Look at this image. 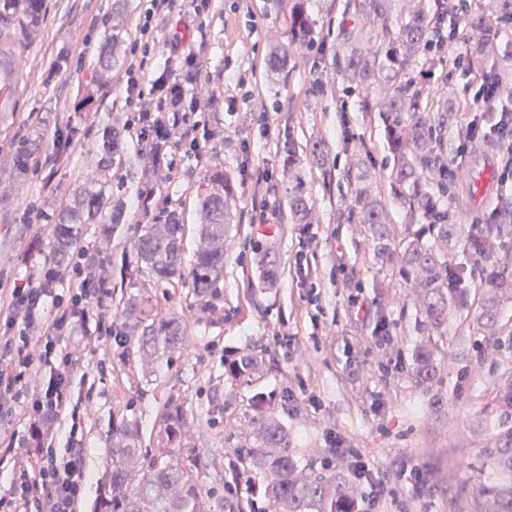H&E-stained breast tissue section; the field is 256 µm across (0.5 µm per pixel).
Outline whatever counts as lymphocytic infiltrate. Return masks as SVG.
<instances>
[{
  "label": "lymphocytic infiltrate",
  "instance_id": "f902f5d3",
  "mask_svg": "<svg viewBox=\"0 0 512 512\" xmlns=\"http://www.w3.org/2000/svg\"><path fill=\"white\" fill-rule=\"evenodd\" d=\"M144 21L137 31V40L144 53L157 43L160 21L180 14L195 12L208 7L209 0H147ZM201 80V70L196 58L186 53L179 43H172L164 60V68L157 78H150L143 56H131L127 65V80L123 90L127 99L136 106L132 120L137 141L149 156L170 151L172 146L189 144L199 148V132L204 125L197 116L212 111L220 99L221 90L207 94L195 93L194 87ZM488 73H480L473 98L465 100L460 109L467 118L456 131L455 157L441 165L442 173L455 175L458 160L464 157L472 144L495 138L498 146L496 162L500 180L512 184V109L496 112L493 124H486L479 104L496 102L500 91L491 89ZM189 108L195 119L182 124L172 115ZM104 281H96L94 287L63 301L50 289L25 283L11 291V300L4 314L0 315V362L9 363L14 374H0V402L19 395L22 384L36 366L50 368L48 380L32 401L31 406L38 418H52L67 405V385L71 362L61 356L59 340L62 334L81 325L87 316L88 301L102 295ZM53 306L51 321H44L46 306ZM39 329L42 335L37 352H30L27 332ZM34 466L20 465L14 468L13 495L6 500V512H76V505L86 483L83 461L75 449L57 450L45 444L42 436H35Z\"/></svg>",
  "mask_w": 512,
  "mask_h": 512
}]
</instances>
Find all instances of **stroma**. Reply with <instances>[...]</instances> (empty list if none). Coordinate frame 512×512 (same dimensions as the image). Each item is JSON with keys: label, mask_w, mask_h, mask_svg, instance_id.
<instances>
[{"label": "stroma", "mask_w": 512, "mask_h": 512, "mask_svg": "<svg viewBox=\"0 0 512 512\" xmlns=\"http://www.w3.org/2000/svg\"><path fill=\"white\" fill-rule=\"evenodd\" d=\"M354 3L307 0L314 46L298 50L279 76L267 75L265 58L271 47L291 37L288 0H214L211 9L159 22L160 43L180 38L224 88L206 115L211 137L199 154L176 151L167 178L148 164L129 165V157L142 152L131 136L124 139L125 161L103 170L97 166L103 129L123 128L131 111L123 69L103 78L96 64L112 22V0H44L42 27L25 40L20 110L0 118V289L31 279L51 282L65 297L75 292L78 279L70 264L51 262L50 244L59 210L91 181L122 189L126 223L120 237L108 242L97 225H85L73 262L98 255L121 263L141 225L163 207L181 213L184 248L193 253L196 205L214 169L234 188L229 206L236 222L225 244L224 280L212 292L196 293L187 280H160L148 273L133 277L131 291L143 300V318L182 322L184 339L177 351L140 356L135 335L125 331L121 291L111 288L91 303L76 336L60 343L72 372L68 405L58 419L39 424L31 410L32 398L49 377L46 366L29 374L23 397L0 408V499L11 497L13 466L34 461L33 429L63 448L75 423L88 475L77 510L94 512L113 421L137 420L142 447L152 448L171 403L184 411L187 441L214 461L201 476L204 486L222 485L224 458L248 434L245 414L252 395L261 392L304 461L338 465L330 452L336 439L379 470L386 494L378 512H477L479 450L486 440L474 423L489 382L512 371V341L480 335L459 344L469 328L453 319V335L441 343L435 381L423 386L414 376L411 350L419 336L409 290L374 268L360 225L347 218L346 172L363 166L384 195L391 222L404 221L390 194L391 161L377 112L387 86L349 91L340 105L322 91L336 76L345 32L357 30L372 45L382 37L380 25L364 19ZM62 52L69 57L67 72L47 78L46 67ZM422 69L416 62L407 69L422 93L459 100L476 90L475 72L438 62L426 79ZM98 78L102 91L84 103L82 86ZM260 106L273 126L290 122L300 163H307L314 141L324 145V166L307 171L313 210L306 225L288 220L283 190L288 173L256 118ZM21 145L35 162L19 172L12 162ZM61 148L72 162L57 169L49 158ZM246 153L273 172L266 202L275 218L267 234L251 221V194L239 173ZM145 183L156 190L147 207L138 196ZM451 195L452 223L470 225L488 219L492 205L512 199V189L499 187L484 205L473 206L462 167ZM268 248L277 255L279 277L264 285L255 269ZM356 297L368 307L367 319L354 318ZM381 313L387 316L383 337L376 330ZM245 352L258 356L259 372L248 381L229 378L225 361Z\"/></svg>", "instance_id": "35a3bbf8"}]
</instances>
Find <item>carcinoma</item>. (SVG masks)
<instances>
[{"instance_id":"1","label":"carcinoma","mask_w":512,"mask_h":512,"mask_svg":"<svg viewBox=\"0 0 512 512\" xmlns=\"http://www.w3.org/2000/svg\"><path fill=\"white\" fill-rule=\"evenodd\" d=\"M398 0H357L358 10L383 22L385 39L375 49L364 48L354 38L344 47L343 79L360 90L381 81L390 93L378 102L384 139L393 165L389 175L397 203L406 210L409 223H389L382 200L368 175L350 179V218L363 228L373 265L386 270L413 288L415 328L421 336L411 353L415 376L427 384L437 370L439 340L448 335L451 320L463 312L471 316L472 331L482 336H509L512 328L503 321L505 305L512 303V264L503 255L512 239L511 224H486L475 236L460 224L443 221L440 202L448 193L439 177L437 161L444 156L443 130L448 125V99L438 98L429 112L421 110L420 92L406 77L410 60L427 56L430 40L444 34V26L477 29L481 38L462 44L463 52L482 62L486 43L512 28V0H494L491 13L460 14L450 0H440L434 10H415L396 29L388 28ZM44 0H0V27L23 28L32 35L43 19ZM293 17L290 42L277 45L267 58L272 73L282 71L288 56L302 46L313 22L305 0H288ZM112 46L101 57L100 75L126 63L122 27L112 24ZM99 164L106 167L124 153L120 132L107 129L98 147ZM282 152L288 168L285 188L289 217L304 224L312 207L306 188V172L298 165L293 137L283 132ZM211 188L197 204V244L190 263L183 253V218L176 211L163 222L147 224L132 241L125 268L147 272L159 279H190L199 294L208 292L224 278V237L235 214L227 198L234 189L221 170L208 175ZM125 201L110 196L90 182L67 201L54 227L53 262L64 265L73 254L85 224L98 225L102 237H112L125 218ZM460 250L476 265L489 268L473 286V271L463 263L448 262V253ZM276 277V259L271 252L261 261L259 279ZM137 334L141 355L156 357L172 353L182 343V323L161 317L131 325ZM259 370L257 357L242 353L227 363L234 379L251 378ZM491 399L475 422V429L488 436L483 457L478 496L480 512H512V372L489 383ZM250 433L244 444L224 461V491L206 489L199 475L211 461L185 441V417L180 406L166 410L157 435L155 453L140 469L129 468L142 456L138 448L139 423L121 419L112 422L109 462L102 476L97 512H249L252 504L232 494L236 479L261 485L268 512H354L361 493L350 468L315 467L302 464L290 445L288 430L275 412L258 404L249 415Z\"/></svg>"}]
</instances>
